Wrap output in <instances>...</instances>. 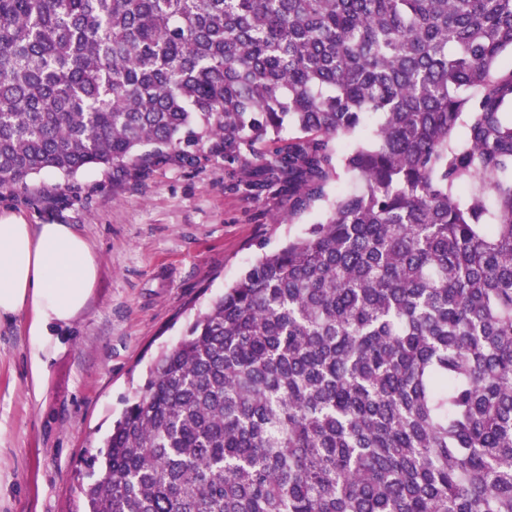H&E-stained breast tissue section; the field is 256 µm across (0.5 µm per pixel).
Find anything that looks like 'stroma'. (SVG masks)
Returning <instances> with one entry per match:
<instances>
[{
    "instance_id": "1",
    "label": "stroma",
    "mask_w": 512,
    "mask_h": 512,
    "mask_svg": "<svg viewBox=\"0 0 512 512\" xmlns=\"http://www.w3.org/2000/svg\"><path fill=\"white\" fill-rule=\"evenodd\" d=\"M245 180L214 138L194 165L46 173L24 189L0 188L1 217L72 225L100 262L94 294L41 385L31 312L0 322V512H76L87 460L151 359L258 255L323 217L319 204L293 213L276 186L246 195Z\"/></svg>"
}]
</instances>
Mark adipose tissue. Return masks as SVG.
<instances>
[{
    "label": "adipose tissue",
    "mask_w": 512,
    "mask_h": 512,
    "mask_svg": "<svg viewBox=\"0 0 512 512\" xmlns=\"http://www.w3.org/2000/svg\"><path fill=\"white\" fill-rule=\"evenodd\" d=\"M98 272L96 253L71 225L0 219V320L32 309L30 334L41 350L58 347L54 329L83 311Z\"/></svg>",
    "instance_id": "ef3b65f1"
}]
</instances>
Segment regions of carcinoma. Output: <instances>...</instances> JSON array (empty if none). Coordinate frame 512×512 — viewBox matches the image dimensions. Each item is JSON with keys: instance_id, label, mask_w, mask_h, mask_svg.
I'll return each mask as SVG.
<instances>
[{"instance_id": "cac0c4a2", "label": "carcinoma", "mask_w": 512, "mask_h": 512, "mask_svg": "<svg viewBox=\"0 0 512 512\" xmlns=\"http://www.w3.org/2000/svg\"><path fill=\"white\" fill-rule=\"evenodd\" d=\"M506 52L512 0H0V188L217 137L325 203L159 356L83 512H512Z\"/></svg>"}]
</instances>
